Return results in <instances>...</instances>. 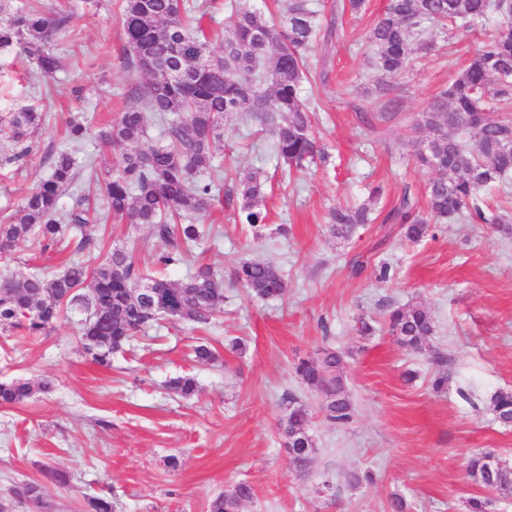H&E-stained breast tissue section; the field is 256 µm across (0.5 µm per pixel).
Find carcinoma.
Here are the masks:
<instances>
[{
    "label": "carcinoma",
    "mask_w": 512,
    "mask_h": 512,
    "mask_svg": "<svg viewBox=\"0 0 512 512\" xmlns=\"http://www.w3.org/2000/svg\"><path fill=\"white\" fill-rule=\"evenodd\" d=\"M77 5L47 14L26 3L13 15L0 17V52L20 48L34 58L40 71L50 75L60 67L58 37L66 30ZM490 13L502 23L469 52L451 82L430 100L417 127L425 137L413 142L419 167L431 172L425 187L426 206L421 210L411 185L404 187L398 203L384 222L402 226L405 237L417 242L431 224L448 220L467 224H506L498 209L484 204L479 192L512 175V118L495 113V104L512 97V5L508 0H390L385 13L369 33L375 68L395 79L407 68L412 36L427 24L450 27L451 37L463 41L474 26ZM208 14L198 0H122L121 19L129 50L127 64L144 76L131 86L127 106L107 128L95 129L81 116L67 122L66 140L46 151L40 165L50 169L48 178L36 183L24 199L23 215L16 222L0 224V254L23 240H32L44 253L66 238L73 249L62 272L46 277L37 272L0 275V327L21 328L41 336L67 317L72 309L85 311L80 325V344L93 361L112 365V356L125 350L140 332L170 316L197 328L210 324L224 300V274L209 265L200 266L185 279L172 283L164 276L148 275L137 266L132 252L116 247L90 269L80 259L99 247L100 240L88 231L95 221L85 192L74 194L71 208L60 210L61 196L71 189L81 171L91 163L78 164L81 144L100 140L120 149L112 168L89 183L98 186L109 215L118 221L143 224L166 245L155 260L167 269L189 262L190 248L203 236L202 225L192 215L206 213L220 193L224 176L214 164V146L224 138V123L249 111L255 97L272 101L270 112L252 117L271 126L275 153L288 169L304 171L325 162L327 153L311 127L309 109L301 96V84L310 75L309 51L317 28V11L310 0H288L281 19L257 10L235 8L234 21L224 37V52L210 50L201 21ZM205 59L210 74L199 73ZM159 115L161 145L136 149L146 136L145 115ZM43 113L33 106L0 115V139L14 142L13 157L22 161L32 153V139L43 125ZM234 192L240 200L238 221L262 237L268 213L262 206V183L257 175L237 173ZM372 208L338 204L329 213L330 233L350 239L357 228L372 222ZM231 280L260 300L281 298L287 283L272 262L246 261L233 270ZM90 293H83L85 283ZM154 285L166 303L177 309L170 315L145 293ZM388 331L407 349L422 353L435 332L429 309L406 304L387 316ZM440 366L430 379L433 391L448 388L446 358L433 356ZM342 356L327 349L316 358L299 360L294 371L308 388L318 392L319 410L339 426L350 425L356 416L341 372ZM174 393L187 397L196 390L191 377L169 381ZM51 382L34 386L15 379L0 382V405L21 404L35 393H47ZM495 418L512 425V390L496 391L490 398ZM308 406L288 397V415L282 435L296 471L308 470L315 442L309 431ZM468 475L476 485L503 498L512 497V465L488 453L475 454ZM253 496L246 482L213 498L208 512H238L240 503ZM35 503L51 512L43 488L35 481L14 487L0 512H14L23 503Z\"/></svg>",
    "instance_id": "obj_1"
}]
</instances>
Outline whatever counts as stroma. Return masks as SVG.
I'll return each mask as SVG.
<instances>
[{
    "mask_svg": "<svg viewBox=\"0 0 512 512\" xmlns=\"http://www.w3.org/2000/svg\"><path fill=\"white\" fill-rule=\"evenodd\" d=\"M388 0H367L357 15L340 13L336 0H312L321 27L311 51L314 72L302 96L326 163L304 174L284 171L271 138L258 122L240 116L226 123L214 162L252 171L265 181L269 226L262 237L237 223L238 201L225 181L222 206L198 216L206 233L195 260L231 271L245 260H271L288 282L280 300L255 301L240 284H225L207 330L166 320L147 330L111 367L81 350L78 315L49 334L0 329V381L50 379L53 389L22 404L0 406V497L25 481L43 484L55 512H89L88 501L108 496L115 512H207L209 501L241 481L253 496L239 512H387L392 495L409 512H463L481 489L467 462L485 451L512 462V426L501 425L490 397L512 389V235L488 224H441L434 236L407 240L400 225L382 223L404 186L423 199L426 172L411 156L413 125L433 95L448 83L454 55L442 26H432L427 49H414L405 72L391 80L387 99L395 118L369 132L357 112L371 108L379 77L368 34ZM62 68L41 73L20 50L0 53V112L39 106L46 119L27 163L6 164L15 147L0 140V223L11 221L48 170L44 151L62 142L65 121L84 113L94 126L115 120L140 75L126 65L120 0H85L59 38ZM381 187L370 202L373 187ZM371 203L377 222L350 240L332 237L328 211L336 203ZM102 250L134 251L153 271L164 245L139 224H102ZM391 268L379 280L380 265ZM39 268L52 275L62 258L17 243L0 274ZM426 305L436 331L430 349L415 353L385 330L392 308ZM377 331L359 335L360 320ZM240 350L229 351L231 340ZM211 345L219 358L197 361L194 349ZM332 349L343 356V377L357 409L350 427L325 420L316 391L293 373L294 363ZM448 359L446 391L429 387ZM414 381H405V370ZM195 378L194 395L170 392V378ZM313 414L316 452L298 473L284 448L279 424L287 396ZM181 466H170L171 457ZM371 474L355 485L351 473Z\"/></svg>",
    "mask_w": 512,
    "mask_h": 512,
    "instance_id": "obj_1",
    "label": "stroma"
}]
</instances>
